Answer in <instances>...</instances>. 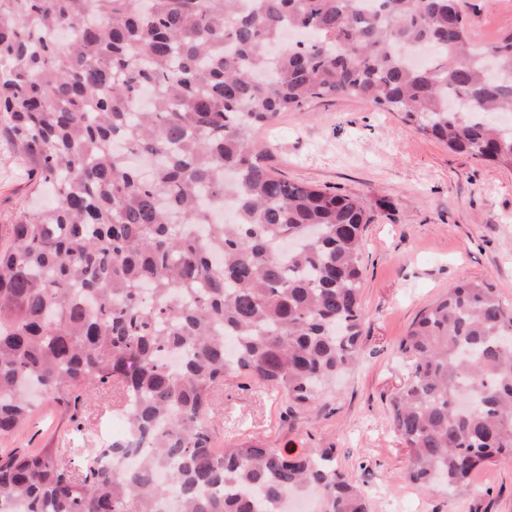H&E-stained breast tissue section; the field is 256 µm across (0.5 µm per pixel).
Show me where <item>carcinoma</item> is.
Instances as JSON below:
<instances>
[{
	"mask_svg": "<svg viewBox=\"0 0 512 512\" xmlns=\"http://www.w3.org/2000/svg\"><path fill=\"white\" fill-rule=\"evenodd\" d=\"M413 49L428 61L410 66ZM336 96L512 170L495 122L512 35L472 42L457 0H0V122L55 191L0 250V439L32 390L78 429L92 391L126 420L79 469L57 448L1 450L0 512H280L309 489L319 512H369L335 449L216 448L208 424L230 379L302 410L357 362L366 206L289 182L252 143ZM229 173L236 217L217 223ZM507 336L512 308L465 280L400 340L412 484L451 492L512 457Z\"/></svg>",
	"mask_w": 512,
	"mask_h": 512,
	"instance_id": "1",
	"label": "carcinoma"
}]
</instances>
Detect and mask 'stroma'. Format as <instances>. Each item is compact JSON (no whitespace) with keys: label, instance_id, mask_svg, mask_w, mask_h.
Masks as SVG:
<instances>
[{"label":"stroma","instance_id":"35a3bbf8","mask_svg":"<svg viewBox=\"0 0 512 512\" xmlns=\"http://www.w3.org/2000/svg\"><path fill=\"white\" fill-rule=\"evenodd\" d=\"M473 42L512 34V0H458ZM267 163L292 182L361 197L364 312L359 360L307 408L246 378L225 383L210 421L218 440L251 438L272 448L334 447L336 463L368 498L371 512H512V457L449 494L406 478L407 452L392 426L391 400L408 377L397 353L416 315L448 288L485 283L512 305V170L457 154L355 98L311 101L255 135ZM18 150L0 133V247L19 211L49 203ZM112 399L91 396L83 432L70 430L48 401L0 449L82 451L111 438Z\"/></svg>","mask_w":512,"mask_h":512}]
</instances>
